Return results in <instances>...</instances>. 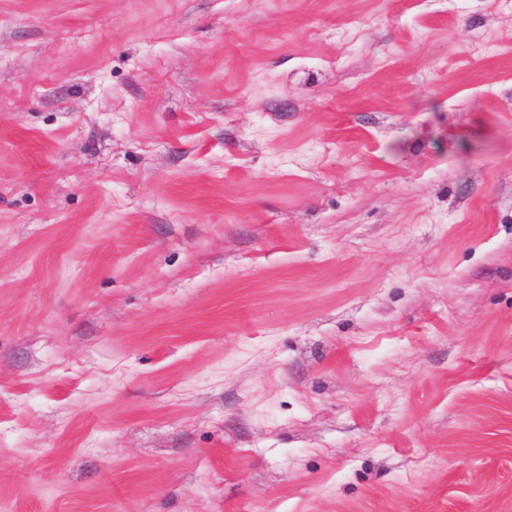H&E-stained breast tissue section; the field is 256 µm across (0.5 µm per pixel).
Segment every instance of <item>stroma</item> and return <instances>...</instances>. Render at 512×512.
Wrapping results in <instances>:
<instances>
[{
  "label": "stroma",
  "instance_id": "1",
  "mask_svg": "<svg viewBox=\"0 0 512 512\" xmlns=\"http://www.w3.org/2000/svg\"><path fill=\"white\" fill-rule=\"evenodd\" d=\"M0 512H512V0H0Z\"/></svg>",
  "mask_w": 512,
  "mask_h": 512
}]
</instances>
